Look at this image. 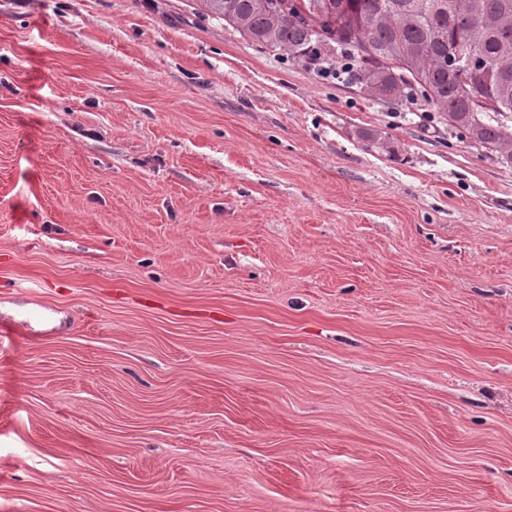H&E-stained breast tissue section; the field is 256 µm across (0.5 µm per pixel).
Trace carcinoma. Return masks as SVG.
I'll list each match as a JSON object with an SVG mask.
<instances>
[{
    "mask_svg": "<svg viewBox=\"0 0 512 512\" xmlns=\"http://www.w3.org/2000/svg\"><path fill=\"white\" fill-rule=\"evenodd\" d=\"M259 46L340 58L371 100H422L512 166V0H194ZM459 51L472 63L455 68ZM487 104L471 111L463 89Z\"/></svg>",
    "mask_w": 512,
    "mask_h": 512,
    "instance_id": "obj_1",
    "label": "carcinoma"
}]
</instances>
